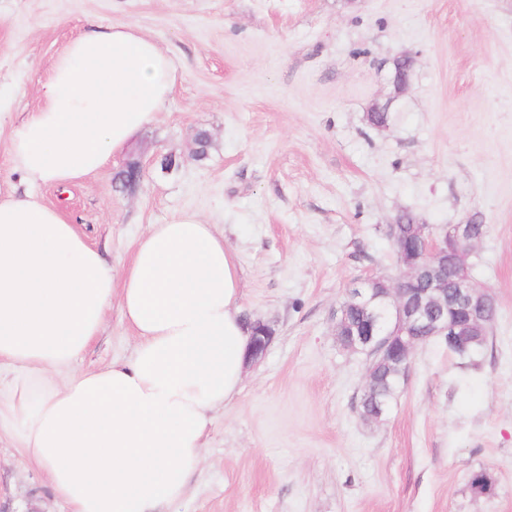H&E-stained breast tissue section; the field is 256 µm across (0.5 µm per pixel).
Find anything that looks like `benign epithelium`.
<instances>
[{
  "label": "benign epithelium",
  "mask_w": 512,
  "mask_h": 512,
  "mask_svg": "<svg viewBox=\"0 0 512 512\" xmlns=\"http://www.w3.org/2000/svg\"><path fill=\"white\" fill-rule=\"evenodd\" d=\"M414 57L402 54L395 60L394 84L405 89ZM417 255L409 254L405 244H395L398 274L393 278L369 276L348 291L336 313V336L346 350L370 356L367 384L373 383L378 363L390 362L396 374L405 376L416 346L415 333L429 330L448 337V343L461 353L469 351L493 323L496 299L492 291L479 286L470 275L471 252L460 245L479 239L473 224H453L435 233L425 224L413 227ZM415 281L427 282L416 291ZM363 312L361 322L349 326L347 311ZM271 330L255 324L252 358L264 355Z\"/></svg>",
  "instance_id": "1"
}]
</instances>
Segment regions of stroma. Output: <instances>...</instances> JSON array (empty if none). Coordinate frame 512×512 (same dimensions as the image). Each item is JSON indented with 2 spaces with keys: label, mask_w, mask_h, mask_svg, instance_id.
Returning a JSON list of instances; mask_svg holds the SVG:
<instances>
[{
  "label": "stroma",
  "mask_w": 512,
  "mask_h": 512,
  "mask_svg": "<svg viewBox=\"0 0 512 512\" xmlns=\"http://www.w3.org/2000/svg\"><path fill=\"white\" fill-rule=\"evenodd\" d=\"M92 24L156 41L173 91L102 172L40 194L117 275L148 225L199 214L237 256L241 319L273 330L168 512H512V0H0L1 194L25 190L12 124ZM405 52L415 64L398 93ZM376 105L385 126L367 119ZM200 130L213 141L202 161ZM132 162L142 177L126 191ZM404 211L435 232L488 225L473 274L497 316L477 365L417 345L389 413L367 421L368 359L339 346L336 311L353 283L396 275L385 228ZM133 345L112 308L70 370ZM480 470L492 497L469 492ZM0 512H69L6 436Z\"/></svg>",
  "instance_id": "stroma-1"
}]
</instances>
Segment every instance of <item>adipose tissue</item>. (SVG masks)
I'll return each mask as SVG.
<instances>
[{"instance_id":"adipose-tissue-1","label":"adipose tissue","mask_w":512,"mask_h":512,"mask_svg":"<svg viewBox=\"0 0 512 512\" xmlns=\"http://www.w3.org/2000/svg\"><path fill=\"white\" fill-rule=\"evenodd\" d=\"M166 52L131 25L67 45L13 126L29 191L0 197V433L44 469L71 512H162L202 462L210 415L239 392L252 332L239 317L236 256L184 212L141 235L121 276L32 189L104 169L165 106ZM131 356L70 372L112 304Z\"/></svg>"}]
</instances>
